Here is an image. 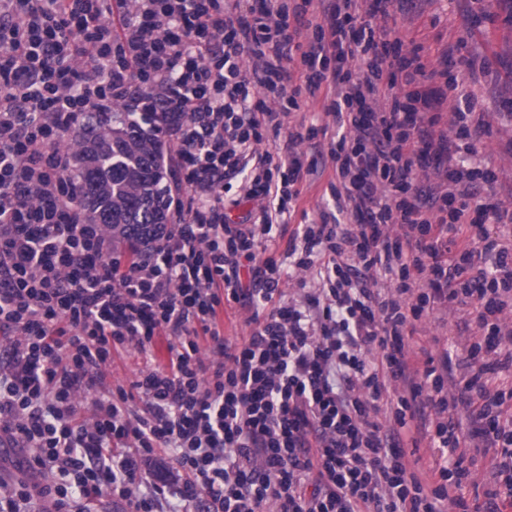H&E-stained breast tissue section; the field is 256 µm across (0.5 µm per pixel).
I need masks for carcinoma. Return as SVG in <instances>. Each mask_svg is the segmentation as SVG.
<instances>
[{"label":"carcinoma","mask_w":512,"mask_h":512,"mask_svg":"<svg viewBox=\"0 0 512 512\" xmlns=\"http://www.w3.org/2000/svg\"><path fill=\"white\" fill-rule=\"evenodd\" d=\"M152 112H114L93 128L74 133L80 204L91 224L112 232L120 249L150 250L172 223L165 150Z\"/></svg>","instance_id":"1"}]
</instances>
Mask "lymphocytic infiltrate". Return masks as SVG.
Wrapping results in <instances>:
<instances>
[{
    "label": "lymphocytic infiltrate",
    "mask_w": 512,
    "mask_h": 512,
    "mask_svg": "<svg viewBox=\"0 0 512 512\" xmlns=\"http://www.w3.org/2000/svg\"><path fill=\"white\" fill-rule=\"evenodd\" d=\"M410 2L0 0V434L30 474L0 512H512V207L483 201L484 115L453 79L443 117L442 71L388 25ZM308 97L321 126L290 121ZM119 105L163 116L172 150L174 221L147 252L113 249L69 178L67 135ZM316 138L336 183L288 238L287 292L261 254ZM232 187L255 204L238 224ZM228 301L253 326L233 350ZM458 307L477 335L457 379L410 338ZM125 352L144 364L111 386Z\"/></svg>",
    "instance_id": "1"
}]
</instances>
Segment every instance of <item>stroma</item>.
<instances>
[{"label": "stroma", "instance_id": "stroma-1", "mask_svg": "<svg viewBox=\"0 0 512 512\" xmlns=\"http://www.w3.org/2000/svg\"><path fill=\"white\" fill-rule=\"evenodd\" d=\"M391 25L404 40L420 44L423 56L437 68L463 77L465 92L491 122L483 137L485 160L496 169L498 181L486 198L512 203V0H428L421 13L396 14ZM333 177L332 165L322 164L303 181L300 211L280 226L266 256L286 263L289 235L304 215H315L324 205ZM466 317L461 308L418 322L413 338L434 352L448 346L462 350L470 335L458 326Z\"/></svg>", "mask_w": 512, "mask_h": 512}]
</instances>
